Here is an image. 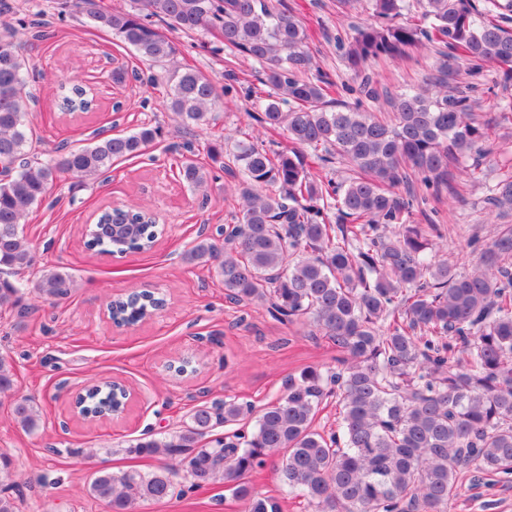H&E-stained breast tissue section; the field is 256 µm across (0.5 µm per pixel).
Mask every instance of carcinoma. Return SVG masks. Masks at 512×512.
<instances>
[{
    "label": "carcinoma",
    "instance_id": "cac0c4a2",
    "mask_svg": "<svg viewBox=\"0 0 512 512\" xmlns=\"http://www.w3.org/2000/svg\"><path fill=\"white\" fill-rule=\"evenodd\" d=\"M128 7L100 10L95 0L78 7L99 27L133 47L150 66L176 52L161 31L209 35L252 65L246 96L268 133H287L288 147L270 153L242 139L229 146L218 135L208 157L238 179L240 216L224 232L200 234L187 259L216 273L224 296L257 304L282 324L302 323L334 342L336 369L308 367L288 379L283 396L263 408L250 432L203 444L219 425L250 416L252 405L235 398L197 406L190 423L170 437L136 440L128 452L155 458L152 470L115 473L99 468L88 494L107 512H138L173 492L179 475L200 489L234 486L249 512H281L260 497L247 476L278 458L279 481L313 512H448L462 488L460 474L512 479V225L493 226L470 271L448 257L432 259L433 238H443L426 205L442 192L457 194L454 171L479 178L489 125L472 112L469 97L452 84L444 63L425 85L391 99L392 114L379 118L358 100L327 99L336 83L314 68L303 20L280 0H127ZM348 13L370 10L373 21L354 30L345 49L359 92L379 99L366 75L377 58H404L431 46L437 55L465 62L478 73L500 67L512 83V16L497 0H336ZM15 30L0 35V308L18 323L34 307L26 285L12 275L34 264L24 231L28 214L42 205L66 175L97 181L112 162L143 154L161 128L142 123L126 134L94 135L82 147L60 149L42 160L32 153L33 96ZM165 80L166 109L183 132L218 124L224 97L202 71L184 66ZM57 106L73 115L93 109L91 87L72 81L56 87ZM178 177L202 189L208 171L192 146L178 152ZM349 167L341 181L320 175L333 160ZM472 161L462 167L464 159ZM487 187L490 209L512 210V158ZM134 226L113 236L114 220ZM393 231L387 235L384 229ZM163 233L155 216L135 207L100 210L85 247L124 255L151 249ZM72 274L42 270L33 291L48 303L70 296ZM160 305L149 289L108 304L118 325L138 323ZM16 374L0 356V395L11 398V416L29 434L40 426L33 400L15 395ZM336 399L337 428L315 427L323 401ZM112 384L103 382L80 400V413L112 412ZM16 484L10 455L0 452V487Z\"/></svg>",
    "mask_w": 512,
    "mask_h": 512
}]
</instances>
